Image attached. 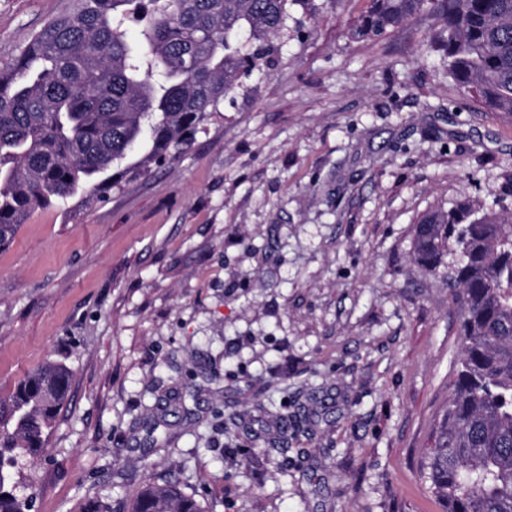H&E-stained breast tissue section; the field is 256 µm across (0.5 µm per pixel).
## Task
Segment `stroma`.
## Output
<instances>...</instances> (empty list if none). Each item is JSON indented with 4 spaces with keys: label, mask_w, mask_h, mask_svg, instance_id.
Returning a JSON list of instances; mask_svg holds the SVG:
<instances>
[{
    "label": "stroma",
    "mask_w": 512,
    "mask_h": 512,
    "mask_svg": "<svg viewBox=\"0 0 512 512\" xmlns=\"http://www.w3.org/2000/svg\"><path fill=\"white\" fill-rule=\"evenodd\" d=\"M72 7L0 0V69ZM367 8L298 0L174 159L0 251V395L73 373L42 460L11 469L33 512L148 478L205 512H442L419 467L463 338L414 231L461 202L512 224V114L426 52L428 10L351 40Z\"/></svg>",
    "instance_id": "35a3bbf8"
}]
</instances>
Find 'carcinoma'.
<instances>
[{
    "mask_svg": "<svg viewBox=\"0 0 512 512\" xmlns=\"http://www.w3.org/2000/svg\"><path fill=\"white\" fill-rule=\"evenodd\" d=\"M291 0H76L0 70V248L29 215L102 199L139 166L161 165L242 75L271 53ZM441 20L429 49L492 112H512V0H369L364 40L422 9ZM137 28L131 39V28ZM416 263L444 271L464 344L448 406L420 467L443 512H512V225L469 203L416 224ZM71 371L47 361L0 397V474L40 460ZM0 480V512H30ZM126 512H204L171 482L146 480Z\"/></svg>",
    "mask_w": 512,
    "mask_h": 512,
    "instance_id": "carcinoma-1",
    "label": "carcinoma"
}]
</instances>
